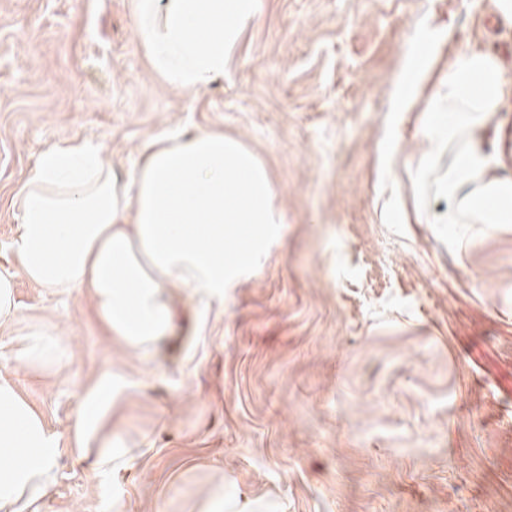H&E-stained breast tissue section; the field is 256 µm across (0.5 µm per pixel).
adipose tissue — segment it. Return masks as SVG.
Instances as JSON below:
<instances>
[{
  "label": "adipose tissue",
  "instance_id": "adipose-tissue-1",
  "mask_svg": "<svg viewBox=\"0 0 512 512\" xmlns=\"http://www.w3.org/2000/svg\"><path fill=\"white\" fill-rule=\"evenodd\" d=\"M135 38L171 89L223 77L240 34L264 0H130ZM508 91L502 59L471 47L448 62L425 102L429 148L413 180L448 201L437 224H512V175L486 149ZM498 205L490 209L487 198ZM262 160L221 132L156 138L145 162L119 178L101 145L64 140L39 156L13 205L12 241L24 276L49 290L88 289L105 331L128 353L173 328L174 294L223 303L250 273L284 217ZM54 335L25 334L20 363H59ZM58 442L12 381L0 378V512H39L51 494Z\"/></svg>",
  "mask_w": 512,
  "mask_h": 512
}]
</instances>
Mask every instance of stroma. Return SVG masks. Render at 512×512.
<instances>
[{
	"label": "stroma",
	"mask_w": 512,
	"mask_h": 512,
	"mask_svg": "<svg viewBox=\"0 0 512 512\" xmlns=\"http://www.w3.org/2000/svg\"><path fill=\"white\" fill-rule=\"evenodd\" d=\"M133 29L130 0H0V272L18 315L0 376L58 438L41 512H188L217 482L265 512H512V224L432 223L448 203L409 175L422 114L391 109L425 40L433 73L485 45L512 80V29L486 0H264L197 92L164 85ZM201 131L263 161L284 222L223 305L177 295L172 334L131 355L86 291L20 274L12 199L56 142L103 143L123 173L157 136ZM31 327L64 342L62 364L18 362ZM107 373L112 401L76 438Z\"/></svg>",
	"instance_id": "1"
}]
</instances>
